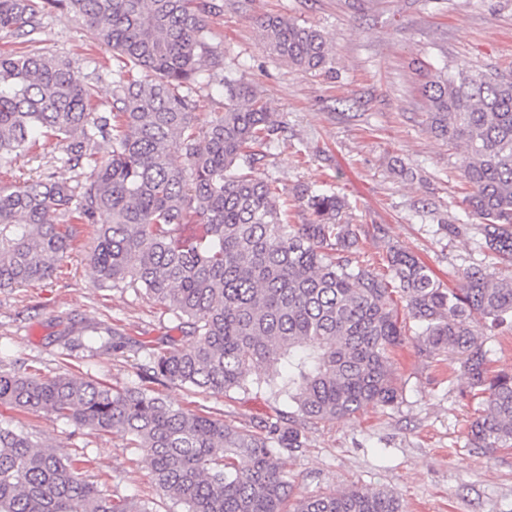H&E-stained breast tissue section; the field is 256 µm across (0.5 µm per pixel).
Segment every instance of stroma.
<instances>
[{"label": "stroma", "instance_id": "stroma-1", "mask_svg": "<svg viewBox=\"0 0 512 512\" xmlns=\"http://www.w3.org/2000/svg\"><path fill=\"white\" fill-rule=\"evenodd\" d=\"M210 15L213 44L236 78L257 88L282 126L279 146L257 168L288 194L331 180L348 202L346 219L367 236L362 250L380 260L387 246L416 255L447 285L454 274L491 259L473 216L462 205L459 151L426 131L417 69L512 71V0H217ZM286 15L320 29L334 46L332 70L310 75L277 60L260 44L254 17ZM43 45L68 57L96 91L112 101L111 49L98 45L71 14L42 18ZM65 146L41 142L18 156L0 181L19 184L53 176L77 183L82 170L65 165ZM410 171L401 177L400 168ZM448 222L469 225L448 236ZM380 236H372L373 227ZM80 247L51 279L0 289V368L49 378L63 371L122 389L139 384L146 350L178 341L176 316L131 288L101 285L88 256L91 226L76 227ZM120 350H87L76 338L111 335ZM399 404L370 407L350 418L302 421L295 405L267 390L213 395L170 383L155 390L173 406L231 425L298 421L303 447L282 453L292 498L351 487L388 488L403 512H512V448L470 447L467 424L480 411L462 396L465 379L448 357L417 356L412 344L393 360ZM10 423L45 447L89 459L86 476L120 495L150 497L157 512L173 505L151 482L145 454L126 437L79 428L54 415L0 408Z\"/></svg>", "mask_w": 512, "mask_h": 512}]
</instances>
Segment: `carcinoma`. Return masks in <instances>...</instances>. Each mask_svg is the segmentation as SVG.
I'll return each instance as SVG.
<instances>
[{
  "instance_id": "obj_1",
  "label": "carcinoma",
  "mask_w": 512,
  "mask_h": 512,
  "mask_svg": "<svg viewBox=\"0 0 512 512\" xmlns=\"http://www.w3.org/2000/svg\"><path fill=\"white\" fill-rule=\"evenodd\" d=\"M49 8L75 14L119 61L101 111L70 59L37 48ZM212 0H0V32L27 52L0 53V167L38 138L66 144L89 168L75 187L46 178L0 186V289L51 278L77 248L74 224L94 228L90 264L101 284L132 287L179 319L182 343L145 353L144 382L114 389L72 373L0 372V405L46 412L79 428L121 432L150 461L155 488L181 512H402L389 489L301 498L281 451L303 447L293 424L235 426L175 408L147 383L212 394L265 388L310 422L392 407L402 394L391 358L416 327L419 356H460L462 394L483 412L468 443L512 448V371H493L486 331L512 329V280L490 266L446 288L414 255L389 246L382 268L358 249L360 228L330 188H304L310 214L288 221L284 190L254 170L280 125L256 89L224 76V111L199 125L192 94L224 66L207 23ZM264 50L305 73L329 70L333 46L291 16L254 21ZM420 94L427 130L461 147L462 203L482 220L485 247L512 263V74L440 69ZM111 145L108 163L94 158ZM180 149L190 175L172 165ZM64 213L69 224H56ZM87 461L0 424V512H156L85 476Z\"/></svg>"
}]
</instances>
